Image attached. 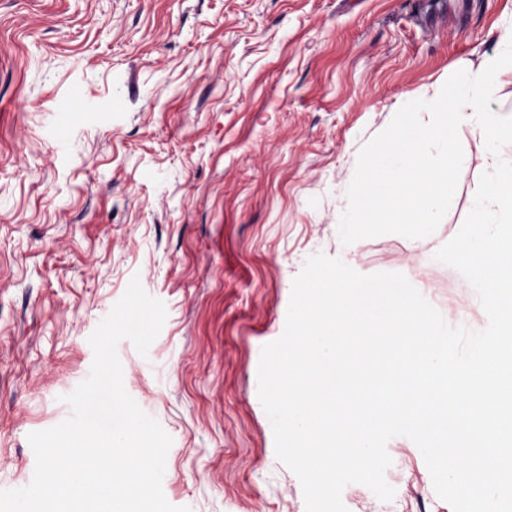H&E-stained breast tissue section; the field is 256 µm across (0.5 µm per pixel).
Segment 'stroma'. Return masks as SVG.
<instances>
[{"instance_id":"obj_1","label":"stroma","mask_w":512,"mask_h":512,"mask_svg":"<svg viewBox=\"0 0 512 512\" xmlns=\"http://www.w3.org/2000/svg\"><path fill=\"white\" fill-rule=\"evenodd\" d=\"M512 0H0V489L27 486L30 433L71 414L89 336L139 277L167 318L129 395L172 437L163 491L191 512H305L258 398L264 345L316 253L399 272L452 326L487 315L426 259L461 228L490 159L459 127L454 204L429 237L343 245L363 145L455 71L503 50ZM393 500L452 512L417 446L392 439Z\"/></svg>"}]
</instances>
